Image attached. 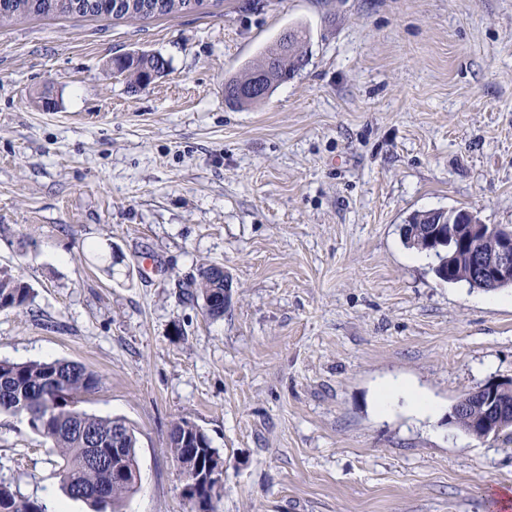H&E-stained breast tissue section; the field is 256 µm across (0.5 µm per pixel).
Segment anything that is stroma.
I'll use <instances>...</instances> for the list:
<instances>
[{
  "label": "stroma",
  "mask_w": 512,
  "mask_h": 512,
  "mask_svg": "<svg viewBox=\"0 0 512 512\" xmlns=\"http://www.w3.org/2000/svg\"><path fill=\"white\" fill-rule=\"evenodd\" d=\"M308 62L260 105L224 102L288 27ZM153 53L132 88L112 59ZM465 207L512 227V0H220L177 16H31L0 26V360L101 378L83 407L136 430L123 512H190L168 431L224 459L215 512H490L512 442L448 423L512 376V288L439 280L402 235ZM223 265L222 317L183 296ZM401 380L436 414L405 400ZM54 456L0 414V478L63 503ZM430 211L431 210L416 211L408 217L406 222L411 224H405L404 227V240L408 247L431 252L426 248L425 235H423L425 228L429 226L428 224H425V222H427L425 220V216ZM419 222H421V224H419ZM32 296V288L21 275L8 268H0V310L24 308ZM399 396L406 398L411 403L414 411L419 415H427L433 410L430 402L401 386H390L381 391L379 396L381 407H389Z\"/></svg>",
  "instance_id": "stroma-1"
}]
</instances>
